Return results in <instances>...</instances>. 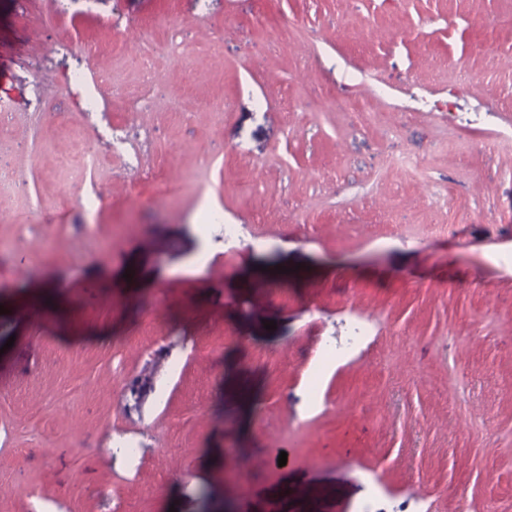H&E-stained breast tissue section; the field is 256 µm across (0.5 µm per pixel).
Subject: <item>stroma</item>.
Instances as JSON below:
<instances>
[{
    "mask_svg": "<svg viewBox=\"0 0 512 512\" xmlns=\"http://www.w3.org/2000/svg\"><path fill=\"white\" fill-rule=\"evenodd\" d=\"M0 169V512H512V0H0Z\"/></svg>",
    "mask_w": 512,
    "mask_h": 512,
    "instance_id": "obj_1",
    "label": "stroma"
}]
</instances>
